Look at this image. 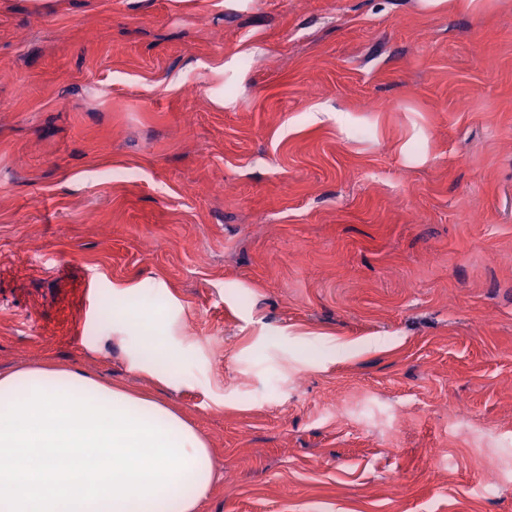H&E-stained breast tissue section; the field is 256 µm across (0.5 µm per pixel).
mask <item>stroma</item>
<instances>
[{"mask_svg":"<svg viewBox=\"0 0 512 512\" xmlns=\"http://www.w3.org/2000/svg\"><path fill=\"white\" fill-rule=\"evenodd\" d=\"M44 365L178 409L199 512H512V0H0V373ZM150 316L149 310L141 305H126L123 309L117 311L118 319L139 327L141 331V352L152 358H169L171 354L161 336L155 335L150 321L144 322Z\"/></svg>","mask_w":512,"mask_h":512,"instance_id":"obj_1","label":"stroma"}]
</instances>
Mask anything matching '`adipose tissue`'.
<instances>
[{
    "instance_id": "adipose-tissue-1",
    "label": "adipose tissue",
    "mask_w": 512,
    "mask_h": 512,
    "mask_svg": "<svg viewBox=\"0 0 512 512\" xmlns=\"http://www.w3.org/2000/svg\"><path fill=\"white\" fill-rule=\"evenodd\" d=\"M128 305L118 319L139 327L141 350L170 352ZM0 512H198L215 478L207 440L168 406L78 370L0 374Z\"/></svg>"
}]
</instances>
